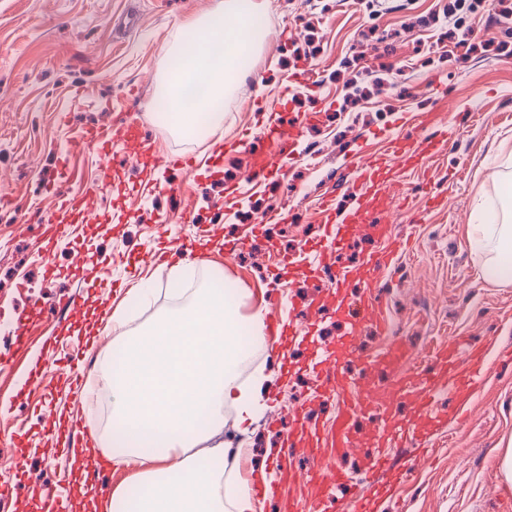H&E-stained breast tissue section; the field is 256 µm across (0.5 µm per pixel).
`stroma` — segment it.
Wrapping results in <instances>:
<instances>
[{
  "label": "stroma",
  "mask_w": 512,
  "mask_h": 512,
  "mask_svg": "<svg viewBox=\"0 0 512 512\" xmlns=\"http://www.w3.org/2000/svg\"><path fill=\"white\" fill-rule=\"evenodd\" d=\"M261 41L250 76L224 99L218 135L181 134L160 123L156 105L168 74L169 50L181 31L215 13L224 0H0V356L12 366L0 373V428L22 435L23 449L0 447V476L25 471L10 489L9 512H40L69 456L58 453L46 431L48 412H80L91 447L104 430L90 405L59 394L45 402L27 384V369L53 364L47 344L64 338L62 322L45 315L15 351L13 324L36 300L79 292L85 310L129 312L130 330L155 317L174 300L168 266L148 269L146 258L168 246L200 243L208 257L197 265L199 281L223 282L245 296L242 314L253 309L301 307V321L321 328L318 341L345 333L353 340L345 357L363 379L355 393L354 419L345 427V451L334 462L357 471L377 454L375 428L384 410L415 418L413 403L391 407L366 391L388 380L438 369V355L455 342L512 344V280L486 273L488 255L469 245L471 224L484 214L503 217L512 184V17L498 14L497 0H256ZM468 38L464 53L450 33ZM288 100L290 115H304L293 153L274 159L262 177L251 154H225L218 174L164 170L134 157L140 147L157 156H192L211 164L218 140L259 131L261 105ZM134 116L145 144L130 143L132 157L113 166L103 181L104 159L84 142L88 129L123 123ZM455 120L458 136L421 166L400 165L384 209L391 236L410 241L377 274L388 321L350 331L336 319L341 299L365 295L362 256L379 251L377 238L353 234L340 254H326L327 268L349 264L343 283L311 281L299 270H282L281 253L299 258L320 234V202L345 212L354 196L336 178L357 158L382 152L389 136L424 126L426 133ZM82 196L87 212L72 240L43 249L44 226L65 221L54 190ZM277 213L281 222H267ZM243 242L236 255L228 242ZM84 265L80 286L67 271L75 251ZM60 270L49 279L45 267ZM154 290L139 303L136 288ZM406 344L399 365L378 362L393 343ZM278 355L252 350L240 370L262 367L276 374L275 405L248 429L224 412V440L247 442L254 464L273 468L267 449L283 447L301 428L332 427L336 401L304 363L310 346L293 336ZM469 416L457 421L454 401L443 400L424 426L415 449L399 454L388 474L387 494L373 512H512V480L501 460L512 446V367L495 368L468 401ZM278 418L279 427L269 424ZM60 488V487H57ZM63 512H91L86 489L60 488Z\"/></svg>",
  "instance_id": "1"
}]
</instances>
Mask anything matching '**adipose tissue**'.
I'll use <instances>...</instances> for the list:
<instances>
[{
    "label": "adipose tissue",
    "mask_w": 512,
    "mask_h": 512,
    "mask_svg": "<svg viewBox=\"0 0 512 512\" xmlns=\"http://www.w3.org/2000/svg\"><path fill=\"white\" fill-rule=\"evenodd\" d=\"M258 36L253 8L224 0L216 15L189 27L170 52L182 65L167 77L164 95L183 128L219 130L224 96L245 75ZM471 247L492 253L493 274L512 278V225L478 224ZM186 271H170L174 307L137 333L122 311L112 314L113 342L121 354L112 370V464L129 470L94 512H126L128 487L142 492L136 512H255L249 484L236 476L245 448L225 444V407L246 430L268 407L272 374L258 368L247 382L238 370L249 350L242 330L264 344L262 312L242 318V300L231 288L181 287ZM180 456L181 469L167 462Z\"/></svg>",
    "instance_id": "adipose-tissue-1"
}]
</instances>
